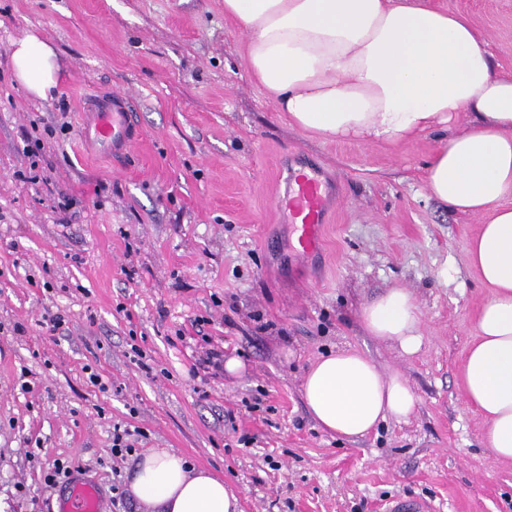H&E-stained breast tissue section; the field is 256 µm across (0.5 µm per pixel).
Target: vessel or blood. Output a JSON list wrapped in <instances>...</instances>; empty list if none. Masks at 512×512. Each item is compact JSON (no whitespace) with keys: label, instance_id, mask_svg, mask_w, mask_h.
I'll list each match as a JSON object with an SVG mask.
<instances>
[{"label":"vessel or blood","instance_id":"b4317fda","mask_svg":"<svg viewBox=\"0 0 512 512\" xmlns=\"http://www.w3.org/2000/svg\"><path fill=\"white\" fill-rule=\"evenodd\" d=\"M132 99L120 92L92 98L80 129V139L91 151L114 158L127 155L135 145L139 130L130 118ZM276 194L278 210L286 212L295 226L296 242L307 253L322 246L328 219L330 188L319 170L300 160L288 168ZM59 512H102L100 493L89 482L71 484Z\"/></svg>","mask_w":512,"mask_h":512}]
</instances>
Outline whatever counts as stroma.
Instances as JSON below:
<instances>
[{
	"label": "stroma",
	"instance_id": "1",
	"mask_svg": "<svg viewBox=\"0 0 512 512\" xmlns=\"http://www.w3.org/2000/svg\"><path fill=\"white\" fill-rule=\"evenodd\" d=\"M466 16L497 73L512 74V0H432ZM58 55L59 85L32 96L11 43ZM132 96L141 133L115 160L79 138L90 95ZM447 142L323 139L275 110L245 63L224 0H0V502L58 512L53 460L113 512L114 424L142 428L231 487L242 512H512V466L486 448L458 370L490 296L469 266L479 218L431 197L425 163ZM339 188L321 250L301 254L276 181L293 154ZM72 197L68 220L56 209ZM390 288L417 304L413 354L375 339L362 308ZM68 323L55 337L45 313ZM237 374L194 376L207 348ZM353 348L399 371L413 414L368 435L324 432L302 394L309 364ZM141 351L146 366L133 359ZM103 387L92 386L87 368ZM207 398H200V391Z\"/></svg>",
	"mask_w": 512,
	"mask_h": 512
}]
</instances>
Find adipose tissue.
I'll list each match as a JSON object with an SVG mask.
<instances>
[{"label":"adipose tissue","mask_w":512,"mask_h":512,"mask_svg":"<svg viewBox=\"0 0 512 512\" xmlns=\"http://www.w3.org/2000/svg\"><path fill=\"white\" fill-rule=\"evenodd\" d=\"M224 16L245 37L254 80L299 129L388 145L447 135L426 165V188L480 218L467 256L490 290L459 378L490 452L512 464V78L495 73L468 18L428 0H224ZM10 60L32 95L56 87L57 54L37 35L15 40ZM361 322L405 353L421 345L406 289L366 304ZM302 391L318 425L346 438L408 417L417 402L401 373L354 350L312 363ZM129 490L155 512H241L223 479L164 448L144 452Z\"/></svg>","instance_id":"obj_1"}]
</instances>
